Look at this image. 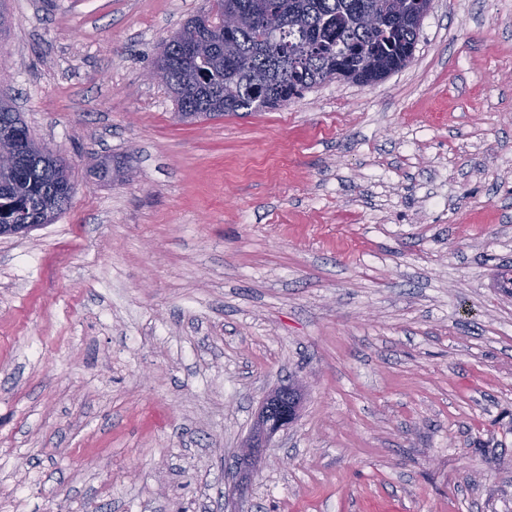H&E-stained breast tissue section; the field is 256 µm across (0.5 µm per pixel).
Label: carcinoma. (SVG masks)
<instances>
[{
    "label": "carcinoma",
    "mask_w": 512,
    "mask_h": 512,
    "mask_svg": "<svg viewBox=\"0 0 512 512\" xmlns=\"http://www.w3.org/2000/svg\"><path fill=\"white\" fill-rule=\"evenodd\" d=\"M419 0H214L231 29L196 15L165 44V86L177 112L216 116L276 109L327 80L371 85L413 57ZM203 46L206 59L187 56ZM21 114L0 98V152L16 153L0 177V224H47L72 198L67 163L33 150Z\"/></svg>",
    "instance_id": "carcinoma-1"
}]
</instances>
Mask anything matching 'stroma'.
<instances>
[{"label": "stroma", "mask_w": 512, "mask_h": 512, "mask_svg": "<svg viewBox=\"0 0 512 512\" xmlns=\"http://www.w3.org/2000/svg\"><path fill=\"white\" fill-rule=\"evenodd\" d=\"M6 2L0 97L74 194L0 237V512H512V0L193 123L149 72L213 0ZM303 392V387L294 382L276 387L266 396L257 413L251 436L240 447L239 461H241V464L249 465V462L258 456L262 448L268 447L274 435L289 428L297 421L300 415ZM286 395L290 399L295 398L293 399L295 403L291 405L288 417L276 423L271 419V415L280 399Z\"/></svg>", "instance_id": "stroma-1"}]
</instances>
